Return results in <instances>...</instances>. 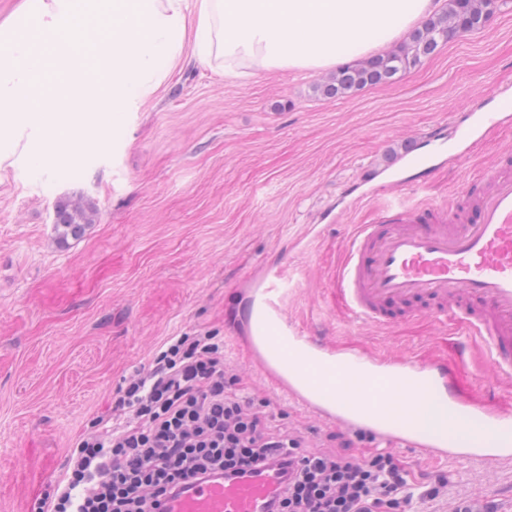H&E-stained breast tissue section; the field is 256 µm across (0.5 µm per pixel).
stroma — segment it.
<instances>
[{
	"instance_id": "1",
	"label": "stroma",
	"mask_w": 512,
	"mask_h": 512,
	"mask_svg": "<svg viewBox=\"0 0 512 512\" xmlns=\"http://www.w3.org/2000/svg\"><path fill=\"white\" fill-rule=\"evenodd\" d=\"M158 67L167 80L76 169L0 171V512H34L72 442L111 418L123 381L167 337L204 331L223 336L237 393L265 404L271 425L302 432L310 449L346 438L357 456L393 453L414 476L447 473L439 495L413 498L411 512H451L474 494L512 512V460H431L340 429L260 370L238 316L250 275L275 264L288 279V316L308 334L390 365L408 356L449 365L464 396L489 412L512 409V381L489 373L479 344L462 350L452 324L396 309L390 325L349 326L333 283L349 233L388 205L384 185L416 177L392 161L401 145L436 127L445 135L427 146L439 174L423 191H403L413 206L453 203L512 154L510 125L468 143L465 163L448 159L461 113L495 91L512 97V4L396 82L339 99L314 94L320 71L230 80L189 49L175 67ZM63 199L92 202L98 219L62 243L53 212ZM22 470L34 476L26 493L15 481Z\"/></svg>"
}]
</instances>
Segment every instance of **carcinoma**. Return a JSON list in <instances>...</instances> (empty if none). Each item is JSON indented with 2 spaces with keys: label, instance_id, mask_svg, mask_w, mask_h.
Returning <instances> with one entry per match:
<instances>
[{
  "label": "carcinoma",
  "instance_id": "carcinoma-1",
  "mask_svg": "<svg viewBox=\"0 0 512 512\" xmlns=\"http://www.w3.org/2000/svg\"><path fill=\"white\" fill-rule=\"evenodd\" d=\"M500 9L496 0H448L446 10L415 28L399 47L340 65L328 79L313 86L316 95L339 98L367 87L394 82L408 69L433 55L450 39L486 28L492 13ZM93 213L82 202L56 206L54 224L59 238L81 236L92 223Z\"/></svg>",
  "mask_w": 512,
  "mask_h": 512
}]
</instances>
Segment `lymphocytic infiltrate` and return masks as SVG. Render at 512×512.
Here are the masks:
<instances>
[{"mask_svg": "<svg viewBox=\"0 0 512 512\" xmlns=\"http://www.w3.org/2000/svg\"><path fill=\"white\" fill-rule=\"evenodd\" d=\"M224 340L168 337L148 368L112 399V426L75 439L66 472L39 512H162L165 500L216 475L265 471L283 481L268 512H407L413 486L435 498L446 473L417 483L392 453L362 459L350 446L311 453L288 427L232 392Z\"/></svg>", "mask_w": 512, "mask_h": 512, "instance_id": "1", "label": "lymphocytic infiltrate"}]
</instances>
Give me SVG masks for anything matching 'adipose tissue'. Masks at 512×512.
Instances as JSON below:
<instances>
[{
	"label": "adipose tissue",
	"instance_id": "obj_1",
	"mask_svg": "<svg viewBox=\"0 0 512 512\" xmlns=\"http://www.w3.org/2000/svg\"><path fill=\"white\" fill-rule=\"evenodd\" d=\"M443 0H20L0 21V165L75 168L83 149L165 81L185 47L225 76L318 71L360 59L436 14ZM189 33V43L173 33ZM301 388L327 394L333 369L277 340L268 354ZM480 443L482 431L443 408L397 413Z\"/></svg>",
	"mask_w": 512,
	"mask_h": 512
}]
</instances>
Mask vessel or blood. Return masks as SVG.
Here are the masks:
<instances>
[{"label":"vessel or blood","instance_id":"1","mask_svg":"<svg viewBox=\"0 0 512 512\" xmlns=\"http://www.w3.org/2000/svg\"><path fill=\"white\" fill-rule=\"evenodd\" d=\"M501 112L466 113L468 139L480 138L502 125ZM473 205L465 223L454 207L436 202L407 206L392 202L373 223L359 224L345 243V258L336 281L348 297L352 321L383 323L398 305L432 304L437 320L458 321L463 335L481 337L494 372L512 377V164L487 171L461 191ZM288 284L281 274H266L244 312V322L257 347L284 336L297 347L325 351L324 342L309 336L289 318L283 303ZM420 380L391 381L386 397L368 392L338 395L332 418L351 426L357 412L368 415L377 435L395 434L391 407H421L432 397L459 404L469 417L482 421L487 448L512 446V412H478L459 401L446 371L404 362ZM280 486L269 472L231 482L220 478L196 484L169 499L165 512H266Z\"/></svg>","mask_w":512,"mask_h":512}]
</instances>
